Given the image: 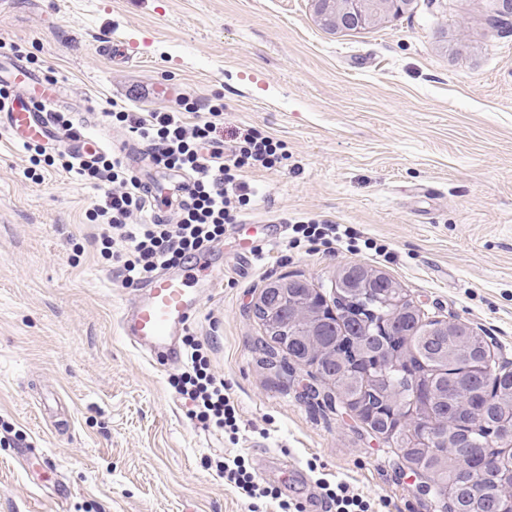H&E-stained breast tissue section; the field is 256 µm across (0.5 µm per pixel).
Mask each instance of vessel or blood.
<instances>
[{
    "mask_svg": "<svg viewBox=\"0 0 512 512\" xmlns=\"http://www.w3.org/2000/svg\"><path fill=\"white\" fill-rule=\"evenodd\" d=\"M11 73L26 89L9 101L0 102V126L24 141L73 146V139L49 122L47 110L36 111L29 105L30 94L34 91L41 93L45 102L54 99L40 76L19 65L12 66ZM214 277V271L198 258L179 271H163L142 282L132 311L122 312L120 316L123 335L129 336L140 349L163 355L167 360L177 358L179 350L175 338L185 331L200 306L202 283Z\"/></svg>",
    "mask_w": 512,
    "mask_h": 512,
    "instance_id": "obj_1",
    "label": "vessel or blood"
}]
</instances>
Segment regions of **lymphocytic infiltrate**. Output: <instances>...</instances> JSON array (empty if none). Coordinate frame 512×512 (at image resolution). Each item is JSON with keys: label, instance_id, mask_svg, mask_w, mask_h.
<instances>
[{"label": "lymphocytic infiltrate", "instance_id": "lymphocytic-infiltrate-1", "mask_svg": "<svg viewBox=\"0 0 512 512\" xmlns=\"http://www.w3.org/2000/svg\"><path fill=\"white\" fill-rule=\"evenodd\" d=\"M191 97H183L181 111L157 110L147 114L112 111L113 122L127 131L152 155L157 164L179 169L190 176L184 187L176 220L152 215L147 203L148 189L130 170L119 152H94L83 159L55 153L46 146L31 143L27 149L33 166H60L82 181L101 189L103 196L90 217L105 225L103 251L116 242L128 245L124 260L116 268L122 283L132 285L155 275L160 269L187 264L188 261L220 240L228 225L250 206L255 193L243 179L247 168H274L288 158L286 144L279 139L249 127L237 131L232 152H225L218 130L224 123V107L208 106L205 116L187 123L182 112L197 111ZM290 248L302 244L319 245L335 251L337 245H355V233L342 224L310 219L290 227ZM187 364L173 375L172 386L192 403L190 415L206 426L237 434L239 408L231 398L223 377L210 368L203 345L186 336ZM217 467L225 480L233 484L247 500L272 499L279 512H292L290 503L280 500L277 491L262 486L248 471L246 460L237 455L219 461Z\"/></svg>", "mask_w": 512, "mask_h": 512}]
</instances>
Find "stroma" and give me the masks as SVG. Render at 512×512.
Masks as SVG:
<instances>
[{
    "mask_svg": "<svg viewBox=\"0 0 512 512\" xmlns=\"http://www.w3.org/2000/svg\"><path fill=\"white\" fill-rule=\"evenodd\" d=\"M493 0H414L366 29L333 32L312 0H0V59L61 84V111L102 149L177 198L180 179L140 160L107 116L220 100L224 129L283 140L288 159L251 168L242 227L219 242L226 269L190 327L238 403L236 439L190 419L160 365L122 335L133 292L102 257V193L65 171L31 179L0 133V512H278L251 507L210 462L243 456L300 512H322L341 481L374 512H439L397 449L302 398L266 366L252 305L267 283L306 280L333 298L364 264L400 283L426 318L468 324L512 360V27ZM117 39L136 54L116 66ZM317 217L373 249L333 252L241 242L269 219ZM51 466H44V459Z\"/></svg>",
    "mask_w": 512,
    "mask_h": 512,
    "instance_id": "stroma-1",
    "label": "stroma"
}]
</instances>
